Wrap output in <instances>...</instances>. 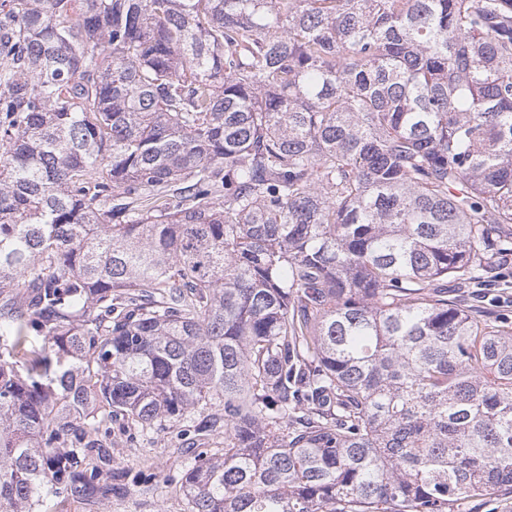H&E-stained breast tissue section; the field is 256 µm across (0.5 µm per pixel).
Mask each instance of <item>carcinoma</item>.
Masks as SVG:
<instances>
[{
  "instance_id": "obj_1",
  "label": "carcinoma",
  "mask_w": 512,
  "mask_h": 512,
  "mask_svg": "<svg viewBox=\"0 0 512 512\" xmlns=\"http://www.w3.org/2000/svg\"><path fill=\"white\" fill-rule=\"evenodd\" d=\"M512 0H0V512L224 404L191 512L512 494ZM501 267L495 274L480 281L462 286L448 283V297L459 295L467 302L494 310L512 320V255Z\"/></svg>"
}]
</instances>
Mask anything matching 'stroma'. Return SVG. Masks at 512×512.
I'll list each match as a JSON object with an SVG mask.
<instances>
[{"label":"stroma","mask_w":512,"mask_h":512,"mask_svg":"<svg viewBox=\"0 0 512 512\" xmlns=\"http://www.w3.org/2000/svg\"><path fill=\"white\" fill-rule=\"evenodd\" d=\"M448 293L512 319V257L491 276L462 286L449 284ZM202 424V416L195 414L146 432L114 420L100 438L109 453V470L123 475V491L91 502H62L50 496L46 499L49 512H189L181 486L186 463L198 453L218 454L224 446L223 432L200 436Z\"/></svg>","instance_id":"35a3bbf8"}]
</instances>
